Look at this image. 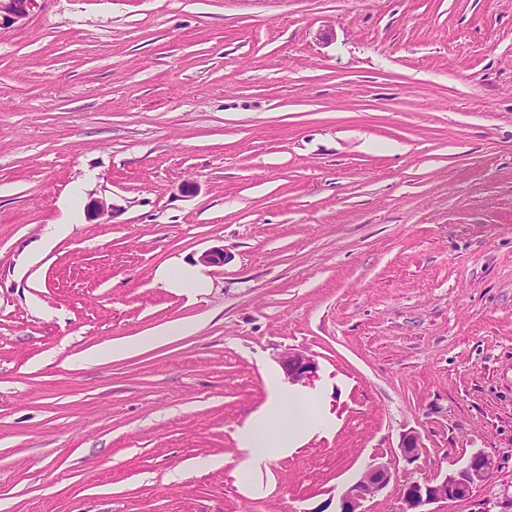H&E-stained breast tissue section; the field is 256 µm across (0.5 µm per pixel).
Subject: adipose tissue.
<instances>
[{
    "mask_svg": "<svg viewBox=\"0 0 512 512\" xmlns=\"http://www.w3.org/2000/svg\"><path fill=\"white\" fill-rule=\"evenodd\" d=\"M319 393H296L273 386L267 401L245 421L236 434L241 460V481L268 465L288 449L301 446L315 435L328 433L332 423L317 408Z\"/></svg>",
    "mask_w": 512,
    "mask_h": 512,
    "instance_id": "adipose-tissue-1",
    "label": "adipose tissue"
}]
</instances>
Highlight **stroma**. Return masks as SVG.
Masks as SVG:
<instances>
[{
	"label": "stroma",
	"mask_w": 512,
	"mask_h": 512,
	"mask_svg": "<svg viewBox=\"0 0 512 512\" xmlns=\"http://www.w3.org/2000/svg\"><path fill=\"white\" fill-rule=\"evenodd\" d=\"M213 247L205 292L155 284ZM289 347L336 422L239 484ZM479 450L442 512H512V0H38L0 30V512H335L372 463L392 512ZM194 326L191 323H179L166 327L160 333H152L144 336H136L129 341L118 345V349L126 352H133L156 344L161 336H184L191 333ZM495 468V461L483 451L473 453L459 469L436 475L424 481L408 478L395 512H435L424 510L427 505L469 498L485 485Z\"/></svg>",
	"instance_id": "1"
}]
</instances>
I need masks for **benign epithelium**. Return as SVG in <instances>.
<instances>
[{
  "label": "benign epithelium",
  "instance_id": "benign-epithelium-1",
  "mask_svg": "<svg viewBox=\"0 0 512 512\" xmlns=\"http://www.w3.org/2000/svg\"><path fill=\"white\" fill-rule=\"evenodd\" d=\"M37 2L38 0H0V29L26 21ZM227 260L228 254L219 247L205 250L199 257V262L206 266L223 265ZM280 364L288 382L293 384L310 381L318 369L313 356L294 348L280 355ZM399 448L406 462H415L423 448L420 435L416 432L404 434ZM494 468L495 461L491 456L477 451L461 468L443 476L437 475L424 481L408 478L403 484L395 512H426L424 507L427 505L468 498L489 481ZM393 478L394 474L387 465H369L361 477L339 496L336 512H365L364 502L377 496Z\"/></svg>",
  "mask_w": 512,
  "mask_h": 512
}]
</instances>
